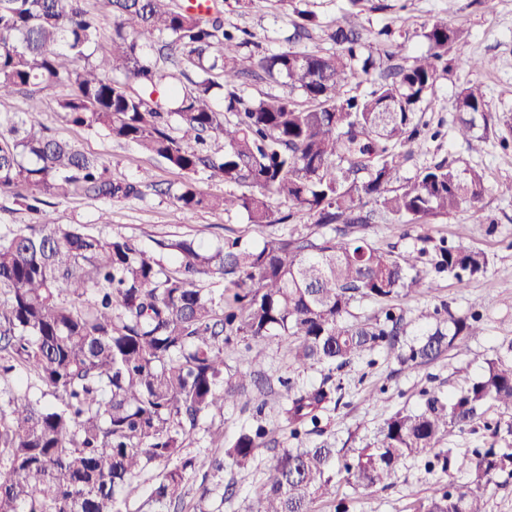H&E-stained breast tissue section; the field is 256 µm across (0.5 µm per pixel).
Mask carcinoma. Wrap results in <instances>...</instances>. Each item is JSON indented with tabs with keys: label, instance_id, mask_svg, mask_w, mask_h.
<instances>
[{
	"label": "carcinoma",
	"instance_id": "carcinoma-1",
	"mask_svg": "<svg viewBox=\"0 0 512 512\" xmlns=\"http://www.w3.org/2000/svg\"><path fill=\"white\" fill-rule=\"evenodd\" d=\"M112 17L111 48L97 54L104 14L82 0H0V100L20 94L27 108L0 116V193L9 191L39 215L34 224L0 232V375L23 367L41 396L20 384L0 407V512H122L140 494L137 481L152 462L169 461L199 418L228 403L257 400L256 357L288 337L298 369L318 367V383L281 381L285 445L270 460L269 478L254 488L251 512H350L340 484L387 488L408 459L429 473L465 472L459 485L436 488L415 512H488V491L512 479V339L479 375L448 395L429 393L422 408L390 414L375 441L349 456L325 441L322 419L344 398L342 372L383 352L413 371L460 347L481 330L477 312L461 316L443 303L421 314L414 329L391 302L426 285L420 264L465 288L487 273L489 255L445 241L431 249H381L367 230L384 219L418 224L475 204L487 191L483 170L443 159L411 177L401 169L427 134L419 111L439 72L453 63L480 73L489 59L464 52L462 32L436 20L425 26L428 48L408 66L392 65L394 31L377 32L367 48L357 25L330 34L329 53L292 46L252 58L246 30L224 28L218 0L197 13L175 0H103ZM299 34L319 26L299 10ZM157 43L150 58L142 38ZM193 68L197 79L176 107L164 80ZM283 79L304 97L246 100L247 76ZM372 82L364 95L342 91L350 80ZM71 88L59 100L63 120L132 141L184 175L173 194L185 211L241 210L258 226L297 214L316 230L270 233L259 247L226 238L213 248L192 239L161 244L168 259L128 237L105 239L81 224H61L41 209L46 198L80 193L123 199L136 185L112 179L106 164L50 135L37 120L40 91ZM224 89V110L212 90ZM454 132L471 150L486 142L492 121L479 81L457 95ZM224 139V155L205 150ZM208 169L241 191L207 195L194 175ZM288 207L272 209L270 198ZM224 282L219 299L200 287ZM371 300L380 312H355ZM245 342L242 367L224 349ZM480 425L487 443L463 454L442 445L454 429ZM260 419L243 428L221 457H183L144 499L145 512H178L191 472L246 468L269 447Z\"/></svg>",
	"mask_w": 512,
	"mask_h": 512
}]
</instances>
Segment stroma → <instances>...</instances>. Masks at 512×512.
Masks as SVG:
<instances>
[{"label":"stroma","mask_w":512,"mask_h":512,"mask_svg":"<svg viewBox=\"0 0 512 512\" xmlns=\"http://www.w3.org/2000/svg\"><path fill=\"white\" fill-rule=\"evenodd\" d=\"M384 10L364 9L357 22L366 42L384 25H392L398 44L395 61L410 64L413 57L427 49L418 32L424 23L447 20L449 26L462 31L465 50L475 58L493 59L488 71L475 74L456 67L441 75L428 100L423 104L424 119L430 128H441L442 138L426 140L406 163L404 176L429 164L451 158L458 165L477 166L487 174V191L481 202L466 205L444 218L404 226L376 224L369 231L371 241L378 247L404 250L422 247L424 239L458 241L485 250L491 264L485 276L473 280L468 288H458L448 278L436 281L435 289L397 300L398 310L413 325H420L423 311L440 303H448L458 314L474 311L482 316L483 330L467 338L460 348L448 351L431 364L411 372L399 371L392 358L377 357L375 365L358 363L343 374L345 396L335 412L323 420V436H311L309 445L328 439L336 447L352 450L373 441L378 427L391 413L417 408L423 389L441 393L454 391L462 376L478 374L486 358L504 338H512V196L501 194L502 185L512 183V145L501 146L500 131L488 135L483 152H469L465 144L453 135L454 114L451 106L458 92L470 81L482 82L493 115L512 117V0H496L494 10H486L479 0H383ZM224 24L251 32L264 54L284 48L294 33L296 12L310 9L322 21V29L297 44L301 50H334L326 31L346 24L347 0H248L246 5L236 0H224ZM65 86L42 92L39 121L50 131L75 145L81 151L102 157L109 164L113 178L136 182L150 175L152 186L143 188L140 196L129 199L92 200L75 195L54 201L50 210L63 224H81L103 238L132 237L149 252H159L161 243L177 239H196L215 245L224 237H241L250 244H261L268 227L250 224L240 212L182 210L168 195L183 179L162 159L146 152L133 142H118L85 128L62 121L57 101L68 94ZM270 389L263 410L254 405H229L223 413L204 415L195 430L187 435L183 453L207 457L222 454L225 446L248 426L254 414H262L272 425H281L279 406L284 389L282 380L297 384L319 381V370L298 371L288 356L287 343L275 342L260 359ZM383 388L381 401L370 400V393ZM272 452L261 449L256 461L245 469L221 473L199 471L192 474L183 512H248L252 505L253 487L268 475V460ZM464 473L430 474L420 460L410 459L399 468L393 486L386 489L352 491L343 488L342 494L350 503L351 512H409L426 497L436 484L460 483Z\"/></svg>","instance_id":"35a3bbf8"}]
</instances>
